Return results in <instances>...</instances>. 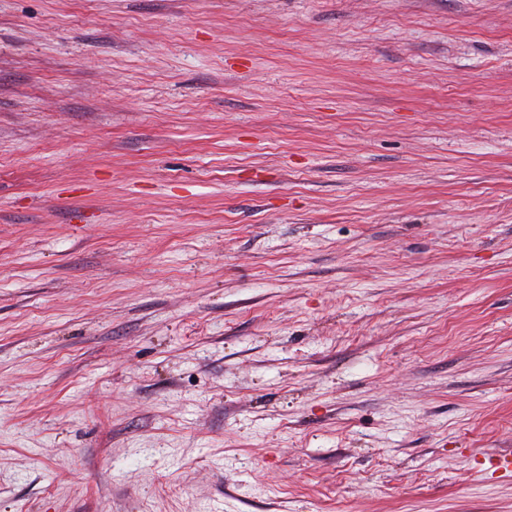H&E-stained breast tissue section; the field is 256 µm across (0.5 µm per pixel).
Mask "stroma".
I'll return each mask as SVG.
<instances>
[{"label":"stroma","instance_id":"obj_1","mask_svg":"<svg viewBox=\"0 0 512 512\" xmlns=\"http://www.w3.org/2000/svg\"><path fill=\"white\" fill-rule=\"evenodd\" d=\"M512 0H0V512H512Z\"/></svg>","mask_w":512,"mask_h":512}]
</instances>
